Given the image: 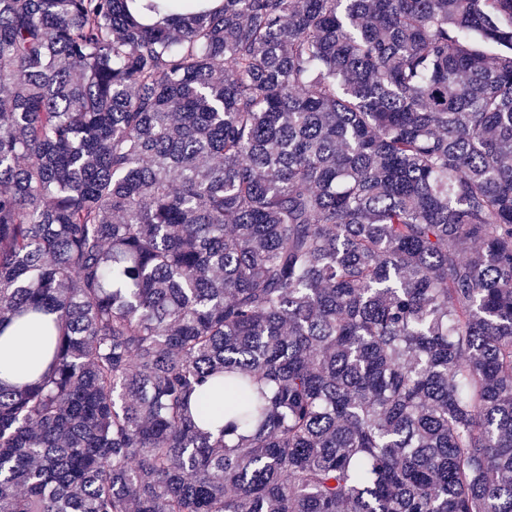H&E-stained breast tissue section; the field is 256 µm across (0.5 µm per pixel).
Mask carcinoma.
<instances>
[{"label": "carcinoma", "instance_id": "obj_1", "mask_svg": "<svg viewBox=\"0 0 512 512\" xmlns=\"http://www.w3.org/2000/svg\"><path fill=\"white\" fill-rule=\"evenodd\" d=\"M133 3L0 0V512H512V0ZM50 361L44 336L34 325L13 323L0 335V382L15 384L43 372Z\"/></svg>", "mask_w": 512, "mask_h": 512}]
</instances>
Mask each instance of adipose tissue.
<instances>
[{
	"label": "adipose tissue",
	"mask_w": 512,
	"mask_h": 512,
	"mask_svg": "<svg viewBox=\"0 0 512 512\" xmlns=\"http://www.w3.org/2000/svg\"><path fill=\"white\" fill-rule=\"evenodd\" d=\"M50 361L37 326L18 323L0 332V382L15 384L43 372Z\"/></svg>",
	"instance_id": "obj_1"
}]
</instances>
